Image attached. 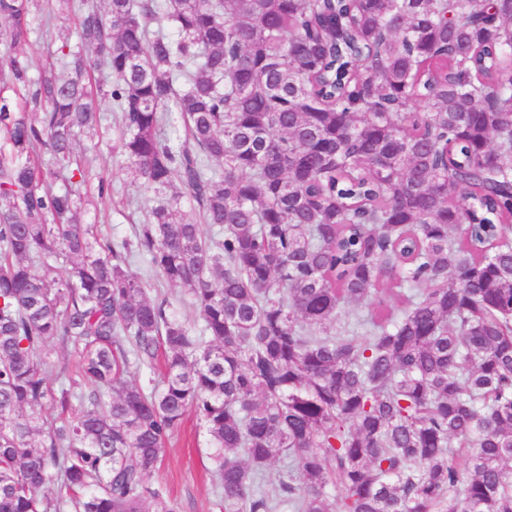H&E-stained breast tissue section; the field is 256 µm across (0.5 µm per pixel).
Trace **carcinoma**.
<instances>
[{"instance_id": "carcinoma-1", "label": "carcinoma", "mask_w": 512, "mask_h": 512, "mask_svg": "<svg viewBox=\"0 0 512 512\" xmlns=\"http://www.w3.org/2000/svg\"><path fill=\"white\" fill-rule=\"evenodd\" d=\"M33 4L0 0L9 47ZM75 33L0 69V512H177L149 480L189 410L223 512H512V0H106ZM98 68L153 193L104 246Z\"/></svg>"}]
</instances>
